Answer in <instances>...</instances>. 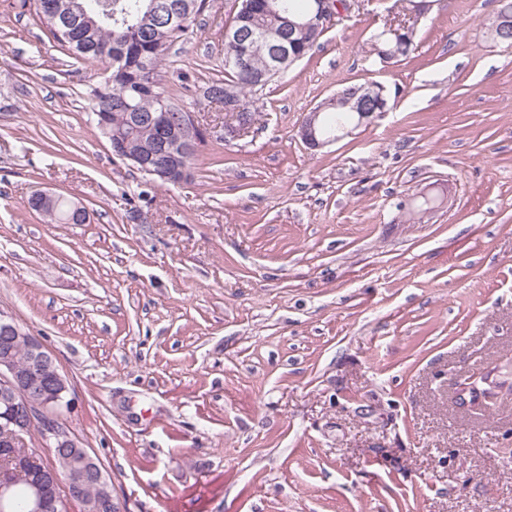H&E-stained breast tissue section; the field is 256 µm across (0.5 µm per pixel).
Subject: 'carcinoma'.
<instances>
[{
    "label": "carcinoma",
    "mask_w": 512,
    "mask_h": 512,
    "mask_svg": "<svg viewBox=\"0 0 512 512\" xmlns=\"http://www.w3.org/2000/svg\"><path fill=\"white\" fill-rule=\"evenodd\" d=\"M72 5V21L68 33L60 34L48 21L43 23L59 46L83 63L103 69L108 76L93 89V112L105 115L106 125L98 127L111 146L112 154L124 161H131L136 154L153 148L158 130L151 118L159 115L163 107H169L173 123L170 132L179 139H187L195 145L207 141V130L187 123V109L166 92L160 83L158 69L170 55L172 46L186 36L197 18L208 8L209 0H178L183 5L182 20L172 21L163 13L150 9L152 0H65ZM313 0H241L232 18L231 26L246 25L256 32L279 29L283 20L295 16L301 22L309 19ZM323 30L310 24L297 31L288 43L289 61L275 73H269L271 64L268 48L258 43L252 50L251 70L243 75L229 59L235 55V46L224 44V78L214 79L203 88L211 92L209 102L224 103L220 95L228 89L236 90L242 100L240 110L231 113L237 126H250L253 113L245 107L246 96L257 91L255 79L269 83L283 75L297 61L304 58L322 35ZM413 48V30L398 26L394 30H382L374 35L373 50L389 59L408 56ZM149 69L148 79L140 76V63ZM364 85L350 84L336 92L316 108V136L321 141H333L345 130L360 126V116L347 101L361 95ZM28 208L54 224L75 221L78 202L60 194L44 202L27 200ZM85 512H119L116 504L103 496L102 489L88 483L84 489Z\"/></svg>",
    "instance_id": "obj_1"
}]
</instances>
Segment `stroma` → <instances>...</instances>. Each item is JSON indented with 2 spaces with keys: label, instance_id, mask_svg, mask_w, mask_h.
I'll list each match as a JSON object with an SVG mask.
<instances>
[{
  "label": "stroma",
  "instance_id": "obj_1",
  "mask_svg": "<svg viewBox=\"0 0 512 512\" xmlns=\"http://www.w3.org/2000/svg\"><path fill=\"white\" fill-rule=\"evenodd\" d=\"M349 4L242 136L180 92L224 142L146 203L94 127L102 72L0 0V310L66 376L120 512H512V395L481 412L454 384L512 360V47L495 0ZM236 6L174 45L165 89L223 76ZM400 23L415 50L382 61ZM365 82L386 111L308 149L306 114ZM37 188L89 223H48ZM422 194L441 205L410 214Z\"/></svg>",
  "mask_w": 512,
  "mask_h": 512
}]
</instances>
